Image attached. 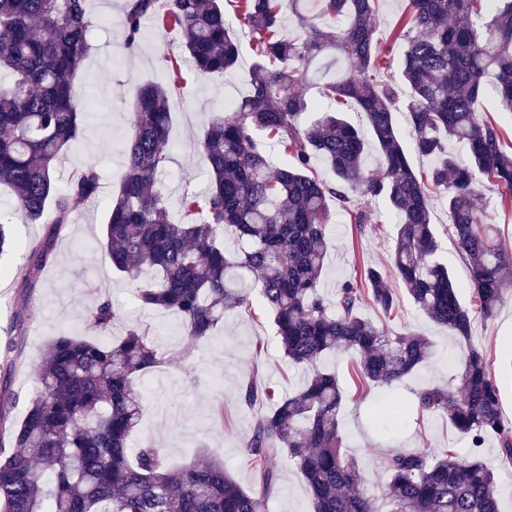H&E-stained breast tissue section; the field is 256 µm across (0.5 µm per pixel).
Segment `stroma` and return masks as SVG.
Instances as JSON below:
<instances>
[{
  "label": "stroma",
  "instance_id": "stroma-1",
  "mask_svg": "<svg viewBox=\"0 0 512 512\" xmlns=\"http://www.w3.org/2000/svg\"><path fill=\"white\" fill-rule=\"evenodd\" d=\"M123 8L124 0H88V13L94 23L93 50L83 65L76 88L81 98L92 102L94 111L79 144L63 161L62 173L93 163L109 176L119 174L124 161L123 137L139 86L147 81L169 82L171 63L181 57L180 33L150 22L145 25L146 36L138 47L125 50ZM252 58L250 45L245 42L237 68L225 75L205 74L182 66L180 87L170 100V152L163 178L171 205H178L183 194L204 187L205 169L199 153L204 124L245 94ZM108 198V191H101L96 201L76 209L71 225L58 237L53 259L32 294L22 363L14 375V388L21 401H28L37 392L35 366L46 343L63 334L97 339L89 312L101 295H110L120 311V318L112 327L113 337L123 336L130 321L141 316L132 285L113 273L100 246ZM429 205L440 238V256L448 263L461 300L470 301L465 262L447 237L448 204L443 197L433 194ZM372 210L378 223L376 231L357 232L342 212L329 225V250L321 284L325 295H334L339 285L358 270L390 265L394 218L383 201H374ZM0 212L11 223L13 238L12 248L0 255L1 343L7 338L18 294L15 274L35 243L42 239L46 227L26 223L4 187H0ZM143 316L161 336L164 355L162 362L142 380L145 408L131 435V447L150 443L176 462L204 453L224 461L241 487H251L254 476L245 444L257 411L240 404L239 389L251 379L285 392L294 388L297 379L295 369L279 350L271 318L234 311L225 315L223 323L207 339L191 343L183 336L176 314L150 311ZM386 326L393 332L420 334L433 344L429 363L410 375L399 389L375 390L355 399L350 355L340 353L325 361L350 395L339 418L345 452L358 460L366 488L377 496L387 481L383 460L392 450L414 448L440 454L452 449L461 455L469 450L468 441L451 428L446 418L418 413L413 404V393L420 386L429 382L448 383L450 367L460 363V341L428 320L404 293L399 296L396 315ZM470 342L483 350L490 370L504 378L501 409L505 423L512 424V360L506 358L507 350H512V282L506 285L505 300L496 315L474 324ZM395 398L404 407V424L394 432L380 431L369 422L368 413L373 406ZM219 403L224 406V420L220 423L212 418L213 408ZM277 467L279 484L267 512H312L310 493L300 472L285 459L278 460Z\"/></svg>",
  "mask_w": 512,
  "mask_h": 512
}]
</instances>
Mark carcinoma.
Here are the masks:
<instances>
[{"label": "carcinoma", "mask_w": 512, "mask_h": 512, "mask_svg": "<svg viewBox=\"0 0 512 512\" xmlns=\"http://www.w3.org/2000/svg\"><path fill=\"white\" fill-rule=\"evenodd\" d=\"M229 2L251 42L249 92L203 131L207 188L181 201L193 221L170 213L160 180L178 78L146 83L134 101L103 246L112 272L135 286L139 307L175 312L190 339L210 336L231 310L258 308L271 316L284 358L310 374L285 395L252 381L240 388V402L269 406L245 446L254 471L247 490L206 456L174 464L152 445L134 450L128 439L144 410L140 377L162 354L146 324L107 339L119 311L106 296L91 310L103 340L68 334L46 344L40 391L16 419L11 375L22 357L31 293L56 237L73 211L98 196L105 176L89 163L65 184L57 179L87 120L75 87L92 51L87 0H0V73L8 77L0 83V184L11 188L29 223L49 225L21 268L9 337L0 345V512H266L279 481L273 461L281 456L304 477L313 512H381L358 462L343 451L338 417L346 395L324 361L353 350L359 382L380 388L428 363L426 338L387 332L361 313L368 305L385 320L393 316L399 299L391 277L419 311L466 341L456 387L427 384L415 396L421 412L448 418L471 452L392 453L385 464L389 512H499L497 477L482 448L496 435L503 461L512 463V428L503 420L499 383L469 340L476 319L495 316L512 280L499 230L475 204L488 183L512 207V151L504 129L480 115L489 92L498 111L512 114V0H409L406 21L384 49L376 39L382 0ZM149 17L181 33L198 71L224 75L238 65L239 39L221 0H166L164 7L126 0V48L139 44ZM394 54L397 85L390 81ZM331 55L344 69L313 82L312 64ZM349 104L366 115L371 140L345 119ZM403 118L413 151L433 159L424 177L401 142ZM457 145L469 164L460 162ZM371 147L376 169L365 166ZM316 159L333 178L315 169ZM350 189L367 202L384 201L395 216L392 263L386 272L364 269L330 298L321 290L329 200L359 232L372 230L368 206L352 204ZM433 193L448 202V234L468 264L469 305L438 255ZM227 233L239 243L234 253L224 250ZM251 274L259 281L256 299L246 284Z\"/></svg>", "instance_id": "obj_1"}]
</instances>
